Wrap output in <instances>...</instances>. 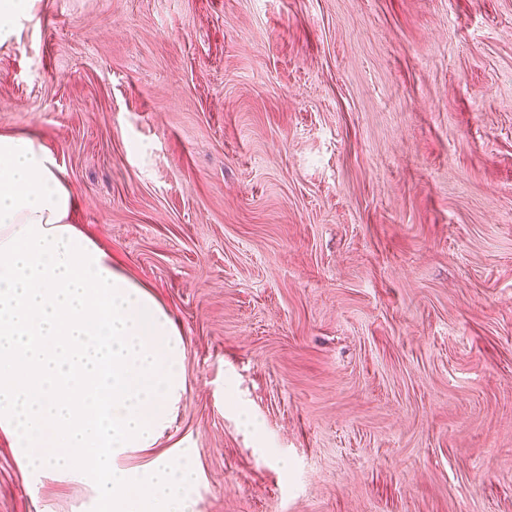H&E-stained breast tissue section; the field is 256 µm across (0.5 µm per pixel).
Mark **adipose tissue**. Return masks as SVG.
Listing matches in <instances>:
<instances>
[{"label":"adipose tissue","instance_id":"ef3b65f1","mask_svg":"<svg viewBox=\"0 0 512 512\" xmlns=\"http://www.w3.org/2000/svg\"><path fill=\"white\" fill-rule=\"evenodd\" d=\"M75 207L43 141L1 132L0 433L25 469L92 486L93 512H197L187 453L119 463L167 427L186 346Z\"/></svg>","mask_w":512,"mask_h":512}]
</instances>
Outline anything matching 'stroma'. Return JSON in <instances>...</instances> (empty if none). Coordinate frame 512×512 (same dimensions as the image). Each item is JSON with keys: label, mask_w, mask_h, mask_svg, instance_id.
<instances>
[{"label": "stroma", "mask_w": 512, "mask_h": 512, "mask_svg": "<svg viewBox=\"0 0 512 512\" xmlns=\"http://www.w3.org/2000/svg\"><path fill=\"white\" fill-rule=\"evenodd\" d=\"M73 223L171 314L198 512H512V0H39ZM0 437V512H90Z\"/></svg>", "instance_id": "35a3bbf8"}]
</instances>
